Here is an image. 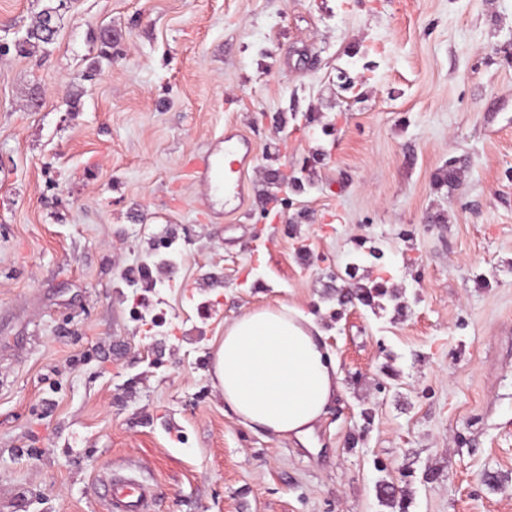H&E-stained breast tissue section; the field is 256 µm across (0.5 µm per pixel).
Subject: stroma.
Returning a JSON list of instances; mask_svg holds the SVG:
<instances>
[{"label": "stroma", "mask_w": 512, "mask_h": 512, "mask_svg": "<svg viewBox=\"0 0 512 512\" xmlns=\"http://www.w3.org/2000/svg\"><path fill=\"white\" fill-rule=\"evenodd\" d=\"M1 44L0 512H512V0H0ZM279 304L340 375L307 447L212 379ZM55 13L53 8H46L36 16L34 23L15 44L20 53L52 43L57 32ZM229 140L224 141V157L213 156L208 150L203 155L198 156L191 163V171L194 174H200L202 179L200 182L209 192L224 189V164L228 163L230 170L235 171L240 165V161L236 158L237 149L234 145L228 144ZM352 293L362 295V299H364L366 305H371L374 302V299L378 298L380 300L394 303V308L397 310H402L407 307L406 301H399L400 295L398 291L388 292L387 289H384L382 286H374L372 289L358 286ZM109 512H143L149 491L135 479L114 480L104 490Z\"/></svg>", "instance_id": "1"}]
</instances>
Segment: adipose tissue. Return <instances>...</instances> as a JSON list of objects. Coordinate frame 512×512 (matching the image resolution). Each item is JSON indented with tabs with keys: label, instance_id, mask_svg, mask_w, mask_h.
Returning a JSON list of instances; mask_svg holds the SVG:
<instances>
[{
	"label": "adipose tissue",
	"instance_id": "1",
	"mask_svg": "<svg viewBox=\"0 0 512 512\" xmlns=\"http://www.w3.org/2000/svg\"><path fill=\"white\" fill-rule=\"evenodd\" d=\"M214 385L243 426L279 439H305L340 388L324 333L312 316L260 307L224 327Z\"/></svg>",
	"mask_w": 512,
	"mask_h": 512
}]
</instances>
